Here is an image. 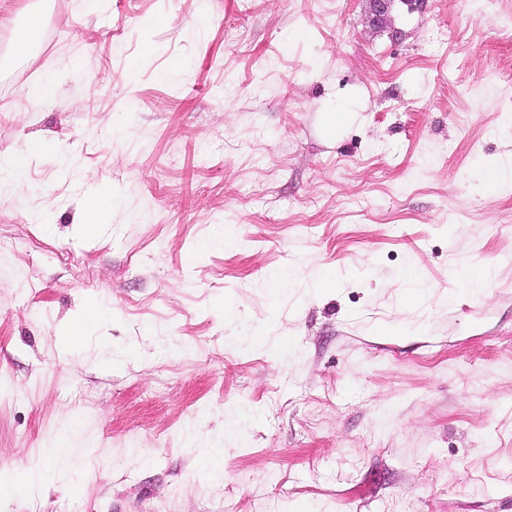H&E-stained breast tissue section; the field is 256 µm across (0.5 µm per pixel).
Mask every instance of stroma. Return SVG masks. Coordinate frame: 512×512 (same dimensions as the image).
Returning a JSON list of instances; mask_svg holds the SVG:
<instances>
[{
  "label": "stroma",
  "mask_w": 512,
  "mask_h": 512,
  "mask_svg": "<svg viewBox=\"0 0 512 512\" xmlns=\"http://www.w3.org/2000/svg\"><path fill=\"white\" fill-rule=\"evenodd\" d=\"M196 8L0 0V512H512V0ZM461 268H465V266H461ZM459 270L457 275L461 278V284L465 288L473 290L485 288L492 277V269L490 267H467L463 270L461 276ZM9 469L1 466L0 469V494L2 495H16L24 490L34 487L42 482L46 474L42 472H29L25 475L19 476L15 473H10ZM9 475L4 479V475Z\"/></svg>",
  "instance_id": "stroma-1"
}]
</instances>
